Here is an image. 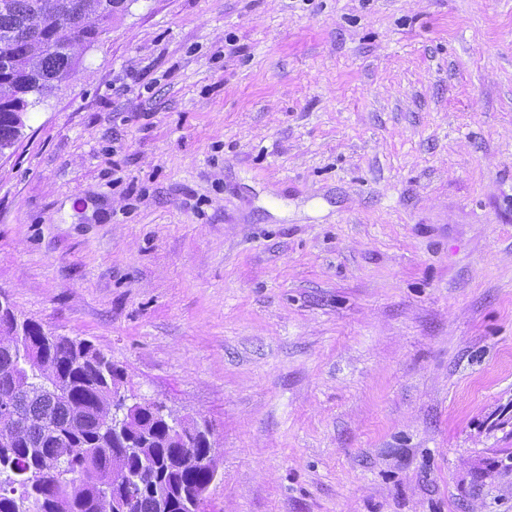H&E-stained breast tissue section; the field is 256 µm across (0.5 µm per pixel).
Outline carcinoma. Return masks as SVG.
<instances>
[{
  "mask_svg": "<svg viewBox=\"0 0 512 512\" xmlns=\"http://www.w3.org/2000/svg\"><path fill=\"white\" fill-rule=\"evenodd\" d=\"M74 0H0V146L18 140L29 95L44 97L71 80L79 51L126 10L115 0H79L89 18L82 41L68 31ZM15 313L0 311V512H205L218 473L215 440L184 419L169 434L159 409L120 406L126 373L85 340L12 335ZM82 473L78 483L58 474Z\"/></svg>",
  "mask_w": 512,
  "mask_h": 512,
  "instance_id": "carcinoma-1",
  "label": "carcinoma"
}]
</instances>
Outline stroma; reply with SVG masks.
<instances>
[{"label": "stroma", "instance_id": "stroma-1", "mask_svg": "<svg viewBox=\"0 0 512 512\" xmlns=\"http://www.w3.org/2000/svg\"><path fill=\"white\" fill-rule=\"evenodd\" d=\"M0 293L212 426L206 512H512V0H131Z\"/></svg>", "mask_w": 512, "mask_h": 512}]
</instances>
